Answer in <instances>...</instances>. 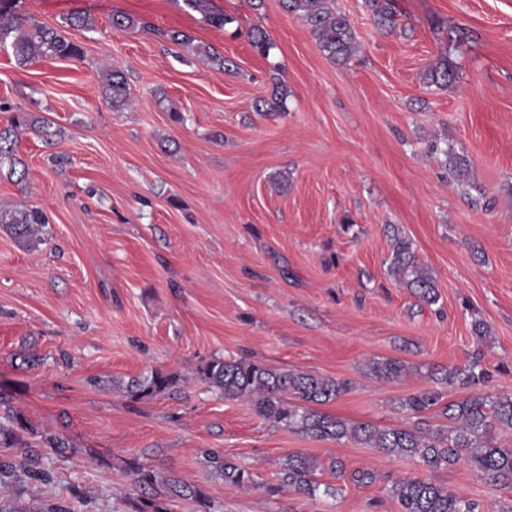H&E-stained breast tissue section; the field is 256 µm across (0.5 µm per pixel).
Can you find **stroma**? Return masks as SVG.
<instances>
[{
    "instance_id": "1",
    "label": "stroma",
    "mask_w": 512,
    "mask_h": 512,
    "mask_svg": "<svg viewBox=\"0 0 512 512\" xmlns=\"http://www.w3.org/2000/svg\"><path fill=\"white\" fill-rule=\"evenodd\" d=\"M357 53L334 60L280 0H211L258 22L269 56L234 25L219 28L184 0H20L36 21L65 31L79 60L18 66L0 50V101L51 123L26 132L28 178L0 174V206L43 209L53 236L38 250L0 230V398L66 454L39 451L52 479H29L18 458L0 479V512H137L130 462L202 489L208 506L160 492L164 512H400L391 481L426 477L485 512H512V488L457 464L435 471L351 440H316L277 426L204 382L200 366L246 358L275 369L346 379L321 412L348 422L409 428L410 395L470 396L435 371L480 357V390L512 394V0H394V28L374 26L366 0H332ZM142 24L114 31L113 14ZM90 31L69 27L75 15ZM176 30L191 48L165 37ZM209 47L228 70L201 55ZM448 59V89L423 82ZM125 72L130 101L105 98V75ZM283 109H256L274 79ZM446 142L469 164L449 181ZM400 231L433 278L419 301L390 273ZM488 334L477 338L475 323ZM36 355L22 366L20 353ZM376 358L412 365L398 381ZM178 374L134 399L129 379ZM216 448L254 485L228 488L202 453ZM316 460L335 495L269 493L288 456ZM370 469L368 485L331 477Z\"/></svg>"
}]
</instances>
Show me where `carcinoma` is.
Returning a JSON list of instances; mask_svg holds the SVG:
<instances>
[{"label":"carcinoma","mask_w":512,"mask_h":512,"mask_svg":"<svg viewBox=\"0 0 512 512\" xmlns=\"http://www.w3.org/2000/svg\"><path fill=\"white\" fill-rule=\"evenodd\" d=\"M283 9L304 20L310 26L322 52L331 58L347 60L356 51V38L346 15L328 7L327 0H281ZM374 21L381 27L395 25L393 0H366ZM189 7L205 14L216 27H224L237 19L214 12L208 0H185ZM18 0H0V48L11 51L17 64L25 67L44 58L79 60L81 47L58 30L41 25L20 14ZM251 45L267 56L273 43L257 23L247 29ZM456 70L442 59L425 70L429 85L446 87L456 81ZM108 98L112 108H122L128 102L125 74L112 69L106 75ZM0 112L10 113L8 125L0 127V173L23 181L27 176L25 162L18 156L19 134L33 131L50 140L54 132L42 118L29 112L13 110L0 102ZM431 151L445 157L448 175L456 181L467 177L469 162L452 145L444 149L434 145ZM50 220L46 213L34 207L0 206V228L9 233L25 249H36L50 237ZM390 272L403 286L420 300L429 304L437 301L436 285L427 271L417 263L412 244L393 233ZM370 370L380 379L397 380L410 372L404 362L385 358L370 362ZM202 380L220 389L224 397L248 401L263 418L288 429L296 430L319 440H353L359 444L392 455H403L417 460L431 471L458 463L469 464L491 482L512 487V448L498 443V430H512V395H471L463 400L440 406L441 396L434 391L414 394L405 399L402 407L415 417L432 410L448 419V431H427L419 427L400 429L381 427L370 423H351L322 413L316 405L330 402L350 390V383L330 377H319L298 370H274L262 364L244 360L216 358L199 370ZM443 380L450 386L470 387L485 381V371L475 360L461 368L447 370ZM178 377L159 371L151 376L134 378L125 385L128 395L142 398L173 387ZM33 432L22 416L6 413V422H0V447L16 448L27 459L33 457L23 435ZM208 467L224 479V485L250 488L252 473L226 459L224 453L209 448L203 452ZM318 468L315 461L296 454L288 456L278 474V484L268 488L271 493L286 487L298 494L316 496L318 492L332 494L336 489L321 485L315 479ZM134 487L152 490L165 487L169 493L182 498H193L201 503L207 499L200 489L172 476H161L156 470L136 464L131 468ZM391 494L398 500L400 512H481V505L462 498L447 488L426 478L408 477L392 483Z\"/></svg>","instance_id":"1"}]
</instances>
